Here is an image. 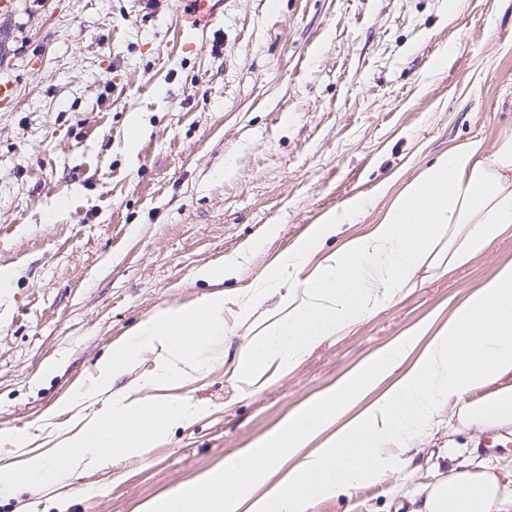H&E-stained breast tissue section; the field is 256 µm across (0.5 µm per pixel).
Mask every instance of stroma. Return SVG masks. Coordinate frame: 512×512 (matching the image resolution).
I'll use <instances>...</instances> for the list:
<instances>
[{
    "instance_id": "1",
    "label": "stroma",
    "mask_w": 512,
    "mask_h": 512,
    "mask_svg": "<svg viewBox=\"0 0 512 512\" xmlns=\"http://www.w3.org/2000/svg\"><path fill=\"white\" fill-rule=\"evenodd\" d=\"M13 0L0 15V467L50 454L92 396L112 345L169 308L204 302L198 272L244 252L233 294L270 278L310 228L368 204L339 249L379 223L439 155L512 134V0ZM512 234L410 288L259 389L233 375L259 315L199 378L204 404L143 459L0 496V512H138L212 470L420 322L447 317L499 266ZM23 434L26 448L11 438ZM411 476L391 471L309 512H395L451 467L512 490V426L441 412Z\"/></svg>"
}]
</instances>
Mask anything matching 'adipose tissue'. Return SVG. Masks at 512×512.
<instances>
[{"label":"adipose tissue","mask_w":512,"mask_h":512,"mask_svg":"<svg viewBox=\"0 0 512 512\" xmlns=\"http://www.w3.org/2000/svg\"><path fill=\"white\" fill-rule=\"evenodd\" d=\"M364 201L352 200L314 225L306 246L289 255L278 280L293 286L258 336L238 351L236 377L261 381L271 368L299 363L325 339L373 313L405 288L420 266L449 272L467 266L492 241L512 233V136L494 150L473 140L440 156L393 200L379 224L321 254ZM260 292L224 296L161 311L136 339L119 342L102 379L131 371L144 349L161 354L142 397L138 382L78 415L77 431L49 455L0 468V491L36 489L71 469L97 468L117 456L144 457L172 427L200 418L202 408L170 388L194 379L226 333L224 313L252 311ZM512 373V263L499 267L431 338L416 331L289 416L282 429L241 449L142 512H309L319 499L350 495L386 468L411 469L415 446L430 436L442 410L479 428L512 423V386L468 400L472 390ZM409 512H503L507 503L492 473L455 469L410 497Z\"/></svg>","instance_id":"obj_1"}]
</instances>
